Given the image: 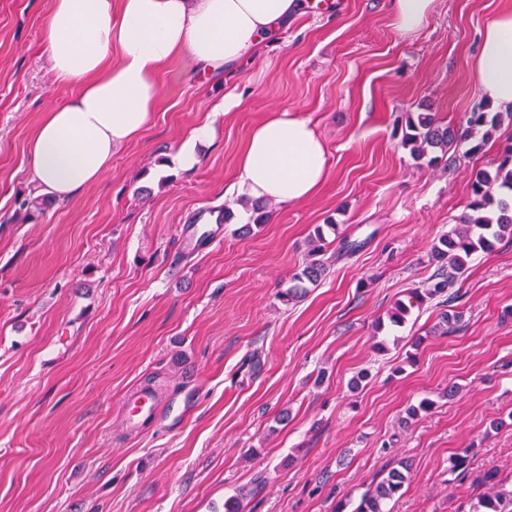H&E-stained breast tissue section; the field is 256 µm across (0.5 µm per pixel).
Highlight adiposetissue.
Wrapping results in <instances>:
<instances>
[{"instance_id": "adipose-tissue-1", "label": "adipose tissue", "mask_w": 512, "mask_h": 512, "mask_svg": "<svg viewBox=\"0 0 512 512\" xmlns=\"http://www.w3.org/2000/svg\"><path fill=\"white\" fill-rule=\"evenodd\" d=\"M301 0H53L46 49L59 81L81 89L46 113L28 147L33 179L65 200L95 184L112 151L149 125L158 75L176 57L221 76L253 62L298 17ZM471 69L487 101L512 109V7L485 24ZM328 173L326 147L298 112H269L237 161L242 195L294 205Z\"/></svg>"}]
</instances>
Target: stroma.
<instances>
[{
  "instance_id": "35a3bbf8",
  "label": "stroma",
  "mask_w": 512,
  "mask_h": 512,
  "mask_svg": "<svg viewBox=\"0 0 512 512\" xmlns=\"http://www.w3.org/2000/svg\"><path fill=\"white\" fill-rule=\"evenodd\" d=\"M511 3L434 0L404 36L391 0H339L241 70L206 77L172 59L142 134L97 183L28 220L19 203L41 193L31 133L77 86L47 62L53 0H0V512H224L242 488L246 512H334L400 459L410 474L391 512H454L469 488L448 460L466 447L472 470L512 476V239L468 259L454 332L433 301L387 323L428 286L472 171L493 168L512 135L503 125L482 153L453 148L432 168L397 122L465 121L484 100L470 66L479 35ZM230 92L240 100L225 113ZM286 108L316 124L328 177L246 234L237 159ZM207 119L198 164L180 168ZM224 206L221 242L183 241L198 209ZM322 224L360 248L328 252L325 276L284 303ZM147 382L188 406L132 432L122 400ZM425 398L432 410L408 417ZM212 134V122L205 121L195 126L189 133L186 143L180 148L176 161L183 169H191L199 162V158L195 152L197 142H201Z\"/></svg>"
}]
</instances>
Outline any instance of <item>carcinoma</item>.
<instances>
[{"label": "carcinoma", "instance_id": "carcinoma-1", "mask_svg": "<svg viewBox=\"0 0 512 512\" xmlns=\"http://www.w3.org/2000/svg\"><path fill=\"white\" fill-rule=\"evenodd\" d=\"M505 123L512 124V112H471L466 125L458 128L444 125L426 112H409L405 117V132L401 145L410 155L426 165L434 166L452 146L469 145L468 152L477 153ZM471 197L467 211L457 218L454 228L443 234L434 247L439 263L437 273L427 288L409 292V302L398 301L388 315L389 322L401 326L411 309L429 300H439L442 307H453L459 300L455 286L466 270V259L478 251L491 252L505 235L512 236V140L498 158L494 170L478 169L471 177ZM46 200L42 196L25 198L20 208L30 219L42 212ZM251 223L259 226L271 218L269 203L254 201L250 204ZM332 242L319 227L310 239L309 261L292 277L293 285L279 294L282 301L299 300L307 282L315 283L327 269L325 255ZM409 478V465L405 461L383 469L363 494L355 512H388L387 505L403 489ZM478 493L463 502L459 512H508L512 509V487H506L494 469L478 473L472 480Z\"/></svg>", "mask_w": 512, "mask_h": 512}]
</instances>
